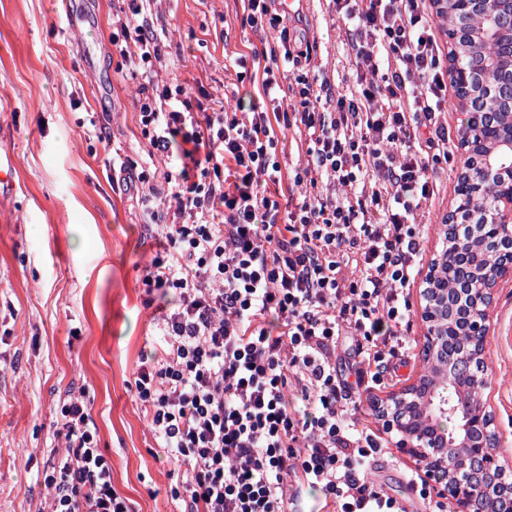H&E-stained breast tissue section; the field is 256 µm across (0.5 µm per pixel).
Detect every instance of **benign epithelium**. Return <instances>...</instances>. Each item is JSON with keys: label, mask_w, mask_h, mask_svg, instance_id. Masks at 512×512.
Listing matches in <instances>:
<instances>
[{"label": "benign epithelium", "mask_w": 512, "mask_h": 512, "mask_svg": "<svg viewBox=\"0 0 512 512\" xmlns=\"http://www.w3.org/2000/svg\"><path fill=\"white\" fill-rule=\"evenodd\" d=\"M460 22L450 33L453 41L467 32L466 19L480 13L487 20L484 36L498 39L502 45L499 55L485 59L474 66L466 59L449 61L450 83L455 91L464 90L479 79L487 92L499 103L512 108V0H454ZM492 141L512 151V117L505 121L499 112L487 114L485 126L467 139L464 147L472 141ZM457 184L456 201L448 215V223L441 225V232L449 225L460 230L475 223L476 215L467 206L483 185L495 181L499 184L496 203L485 210L481 223L487 228V242L499 245L501 233L507 232L512 240V174L503 176V169L488 155L467 164L461 171ZM434 275L425 273L419 289L420 314L424 336L419 354L424 361H437L456 388L452 408L432 400L427 401L432 387L421 378H416L399 391L386 396L376 404L378 420L384 433L388 434L394 447L410 457L428 465L432 472H443L435 493L452 499L456 512H512V488L508 494H494L488 484L497 480L500 471L506 469L505 459L496 448V439L490 432L492 421L483 407L474 408L468 400V392L485 385V379L477 372L476 356L485 351L487 322L499 289L512 286V245L507 252L499 253V272L489 287L480 292V313L469 315L467 323L469 344L474 354L448 355L447 333L436 332L435 309L448 290L432 288L429 282ZM463 417L455 434L448 436L446 427L438 423L445 416ZM469 448L462 461L447 465L448 449L454 442Z\"/></svg>", "instance_id": "7a95c632"}]
</instances>
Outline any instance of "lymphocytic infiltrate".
<instances>
[{"mask_svg":"<svg viewBox=\"0 0 512 512\" xmlns=\"http://www.w3.org/2000/svg\"><path fill=\"white\" fill-rule=\"evenodd\" d=\"M273 0H246L244 23L281 51L257 55L269 105L194 110L186 86L145 97L142 133L180 167L163 174L173 206L155 213L165 240L142 279L176 296L152 362L135 379L152 431L185 469L170 488L182 512H292L302 486L318 512H406L369 476L379 436L352 415L361 391L385 385L416 346L411 289L423 260L417 217L452 157L439 125L448 51L430 0H329L346 28L355 72L345 90L317 73ZM121 56L160 58L142 6ZM294 72L283 95L278 69ZM304 137L307 163L282 196L278 129ZM205 182H190V169ZM354 361L336 369L339 343ZM63 440L45 475L47 512H131L112 485L84 396L60 408Z\"/></svg>","mask_w":512,"mask_h":512,"instance_id":"obj_1","label":"lymphocytic infiltrate"}]
</instances>
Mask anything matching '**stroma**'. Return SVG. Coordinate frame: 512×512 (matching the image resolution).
Segmentation results:
<instances>
[{"label":"stroma","mask_w":512,"mask_h":512,"mask_svg":"<svg viewBox=\"0 0 512 512\" xmlns=\"http://www.w3.org/2000/svg\"><path fill=\"white\" fill-rule=\"evenodd\" d=\"M93 21L69 29L62 0H0V153L13 184L0 191V512H46L44 472L62 402L85 394L112 483L134 512H177L168 490L177 464L156 442L134 394V373L157 342L172 295H146L144 269L161 251L153 203L135 185L162 186L163 158L141 133V86L162 96L188 83L202 104H261L251 71L235 61L270 50L272 33L244 26L243 0H146L160 61L146 72L112 44L129 0H93ZM286 24L326 75L354 67L342 23L325 0H292ZM460 158L439 172L421 218L425 255L453 210ZM483 399L498 447L512 457V288L500 289L484 352ZM386 445L372 476L408 512H431Z\"/></svg>","instance_id":"35a3bbf8"}]
</instances>
